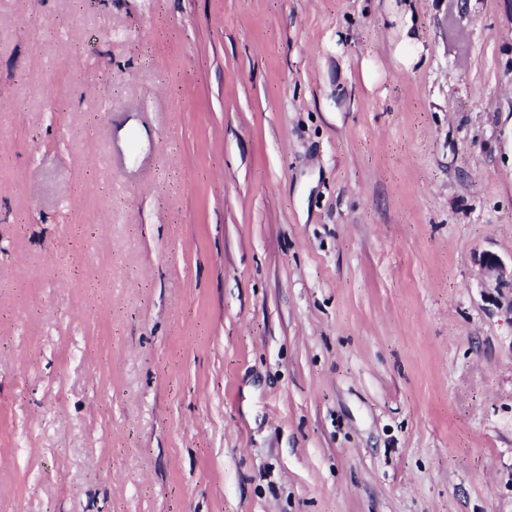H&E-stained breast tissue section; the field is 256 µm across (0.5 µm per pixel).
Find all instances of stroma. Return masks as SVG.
Instances as JSON below:
<instances>
[{
    "label": "stroma",
    "mask_w": 512,
    "mask_h": 512,
    "mask_svg": "<svg viewBox=\"0 0 512 512\" xmlns=\"http://www.w3.org/2000/svg\"><path fill=\"white\" fill-rule=\"evenodd\" d=\"M486 251L512 0H0V512H512ZM413 21L410 13H406L401 21L402 39L396 47V56L405 68L415 65L424 52V47L414 32L411 31Z\"/></svg>",
    "instance_id": "obj_1"
}]
</instances>
